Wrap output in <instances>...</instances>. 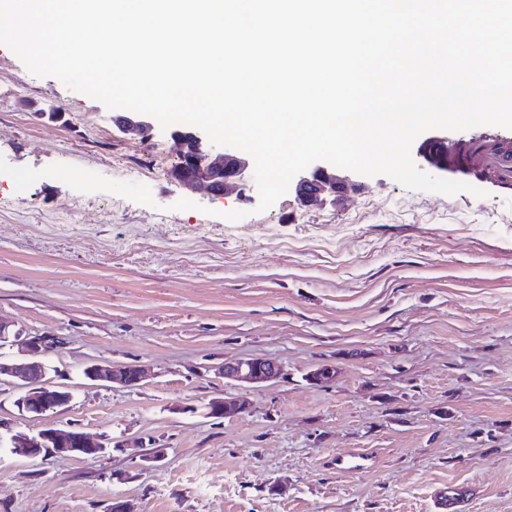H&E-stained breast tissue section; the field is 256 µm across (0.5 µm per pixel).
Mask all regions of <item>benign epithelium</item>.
<instances>
[{
  "label": "benign epithelium",
  "mask_w": 512,
  "mask_h": 512,
  "mask_svg": "<svg viewBox=\"0 0 512 512\" xmlns=\"http://www.w3.org/2000/svg\"><path fill=\"white\" fill-rule=\"evenodd\" d=\"M112 121L129 135H142L155 129V119L137 112H125ZM170 135L182 146V166L173 179L186 188L205 184L214 187L212 195L221 197L240 192L249 187L251 158L241 151L213 154L206 135L197 127L183 130L174 127ZM348 178L336 174V166L315 161L302 171L296 184L299 197L308 200L323 198L336 200V195L352 188ZM19 350L20 357L0 359V385L10 380L24 382L26 391L16 400L18 409L32 416H39L48 408H64L70 404L73 394L49 379L48 354L58 347V337L53 335L30 336L22 329L0 320V345ZM91 381H107L122 387L134 388L145 378V369L139 364L114 363L92 364L83 371ZM221 374L224 379L254 384L278 379L284 375L283 367L269 359L243 358L226 362ZM336 377V364L326 363L312 370L308 378L314 384L331 382ZM213 417H230L246 411L245 401L232 397H217L206 406ZM32 448H48L60 456H79L96 459L106 447L97 444L82 431L48 429L36 436L13 435L7 441L6 451L17 457L29 456Z\"/></svg>",
  "instance_id": "1"
}]
</instances>
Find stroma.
<instances>
[{"instance_id":"stroma-1","label":"stroma","mask_w":512,"mask_h":512,"mask_svg":"<svg viewBox=\"0 0 512 512\" xmlns=\"http://www.w3.org/2000/svg\"><path fill=\"white\" fill-rule=\"evenodd\" d=\"M178 160L166 130L124 134L0 45V318L63 337L52 377L74 394L34 417L2 384L0 423L106 446L0 456V512H431L458 483L480 488L470 512H512V189L354 172L336 202L291 187L261 212L254 189H184ZM254 357L283 376L224 380V362ZM104 362L149 377L84 378ZM324 363L335 380L309 384ZM238 394L247 412L207 415ZM351 452L368 468L341 469ZM83 374L91 381H107L127 388L139 386L146 375L142 365L114 362L89 365Z\"/></svg>"}]
</instances>
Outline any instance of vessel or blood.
I'll use <instances>...</instances> for the list:
<instances>
[{"label": "vessel or blood", "instance_id": "b4317fda", "mask_svg": "<svg viewBox=\"0 0 512 512\" xmlns=\"http://www.w3.org/2000/svg\"><path fill=\"white\" fill-rule=\"evenodd\" d=\"M432 152L449 171L479 174L501 187H512V129L481 127L463 137L437 141ZM472 495V488L464 484L440 487L434 508L468 512Z\"/></svg>", "mask_w": 512, "mask_h": 512}]
</instances>
